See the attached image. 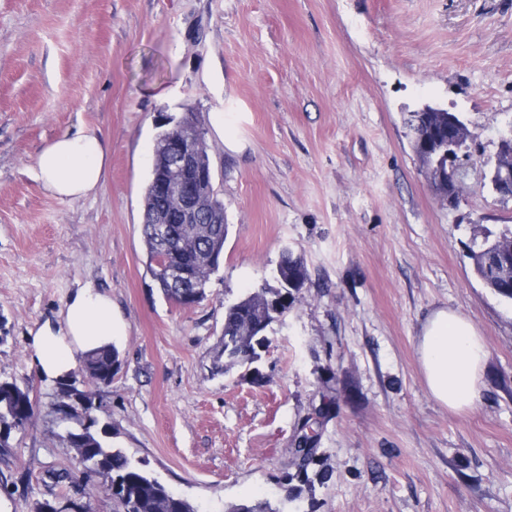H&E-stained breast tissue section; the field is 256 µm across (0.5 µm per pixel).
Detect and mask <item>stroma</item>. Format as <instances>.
Instances as JSON below:
<instances>
[{
    "label": "stroma",
    "instance_id": "stroma-1",
    "mask_svg": "<svg viewBox=\"0 0 512 512\" xmlns=\"http://www.w3.org/2000/svg\"><path fill=\"white\" fill-rule=\"evenodd\" d=\"M425 105L474 135L453 207L413 150ZM189 110L230 230L206 298L180 306L147 270L141 222L158 124ZM81 126L107 136L109 166L96 195L62 201L34 158ZM511 128L512 0H0V379L34 406L0 449V501L114 512L28 365L31 330L91 281L128 322L97 427L195 512L282 500L307 423L308 472L327 477L288 512H512V303L468 257L512 228L488 166ZM286 248L310 273L299 300L255 372H216L225 307L273 283ZM439 307L487 345L465 413L430 396L415 353Z\"/></svg>",
    "mask_w": 512,
    "mask_h": 512
}]
</instances>
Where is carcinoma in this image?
<instances>
[{"label": "carcinoma", "instance_id": "cac0c4a2", "mask_svg": "<svg viewBox=\"0 0 512 512\" xmlns=\"http://www.w3.org/2000/svg\"><path fill=\"white\" fill-rule=\"evenodd\" d=\"M440 120L441 115H431L417 126L411 117L409 126L416 130L417 138L432 140L445 136ZM167 206L173 207L175 202L158 194L154 182H147L141 227L147 269L166 300L183 304L179 289L171 286L162 271L166 256H172L191 268L192 286L198 289L202 300L206 297L211 276L220 267L229 234L224 200H219L215 214L218 223L178 224L174 227L175 237L166 243L156 234L153 214ZM469 258L483 285L501 299L512 302V229L492 240L473 238ZM308 278L304 259L289 249L283 250L277 266L280 287H261L226 307L222 340L213 359L214 369L221 373L236 368L251 370L259 356L256 348L258 338L265 334L278 315L295 303V293L301 290ZM119 365L117 349L102 350L88 356L79 373L71 375L67 382L57 384L55 411L66 408L72 411L73 427L68 430L65 440L75 449L79 463L88 474L112 476V500L116 512H195L187 500L147 475L124 452L102 439L95 432L96 419L84 423L83 413L72 401L73 392L93 400L92 388L111 385L112 375ZM33 417L30 389L13 380H0V448H8L12 431L19 425H31ZM301 494L302 488L296 487L277 503L259 498L230 504L225 512H286L288 500Z\"/></svg>", "mask_w": 512, "mask_h": 512}]
</instances>
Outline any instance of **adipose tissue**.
Here are the masks:
<instances>
[{"instance_id":"obj_1","label":"adipose tissue","mask_w":512,"mask_h":512,"mask_svg":"<svg viewBox=\"0 0 512 512\" xmlns=\"http://www.w3.org/2000/svg\"><path fill=\"white\" fill-rule=\"evenodd\" d=\"M109 143L102 132L78 129L45 145L34 173L47 194L79 200L103 185ZM127 323L111 296L93 284L71 293L64 306L31 333L29 370L56 383L68 378L88 354L112 348ZM418 363L431 397L452 412L475 406L481 397L487 349L472 321L448 308L433 310L416 337Z\"/></svg>"}]
</instances>
